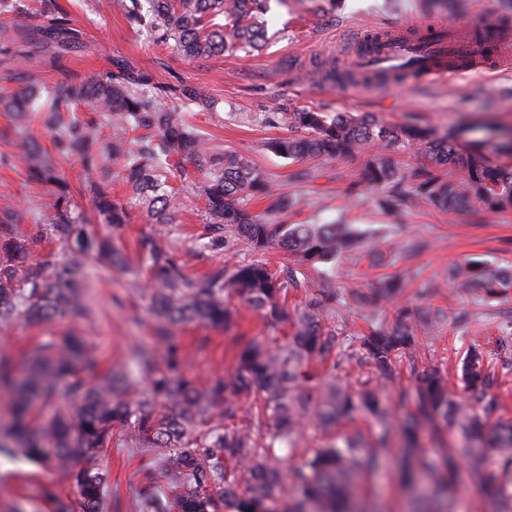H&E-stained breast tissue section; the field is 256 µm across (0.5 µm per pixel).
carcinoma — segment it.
I'll use <instances>...</instances> for the list:
<instances>
[{"label": "carcinoma", "instance_id": "cac0c4a2", "mask_svg": "<svg viewBox=\"0 0 512 512\" xmlns=\"http://www.w3.org/2000/svg\"><path fill=\"white\" fill-rule=\"evenodd\" d=\"M151 19L141 15L137 0H100L98 6L124 10L133 23L150 24L157 40L187 60L224 52L257 51L267 40L264 14L269 0H149ZM217 16L224 24L214 23ZM44 20L33 26L0 27V50L19 60L5 73L13 84L0 90V112L22 119L39 113L42 127L54 137L61 155L83 160L84 179L95 191V205L119 233L126 223L124 205L112 198V179L122 178L140 198L158 224L177 220L172 192L168 191L173 157L190 158L202 177L191 181L193 194L205 204L212 243L226 247L245 241L254 252L282 250L290 265L281 276L262 260H243L233 268L216 267L191 278L184 272L177 251L169 243L146 235L139 250L149 262L151 298L162 325L156 338L166 344L164 354L152 348L136 353L138 378L114 372L97 377L99 360L78 336L62 342H39L28 355L26 372L16 377L10 363L0 358V386L14 394V418L0 426V455L17 453L36 463H53L78 498L47 493L54 512H104L111 497L104 456L126 440L138 443L150 457L147 482L142 489V512H365L352 492L361 468L379 465L381 448H363L346 436L343 445L331 443L314 452L302 467L276 466L275 439H288L302 419L314 417L340 424L361 409L385 429L389 412L382 405V387L393 381V363L416 349L418 330L435 331L438 316L421 310L405 313L392 329L371 327L345 348L336 339L329 320L352 304L375 310L397 296L395 277L382 282L380 291L341 290L332 278L314 281L307 271L318 264L336 265L346 253L367 241L348 224H283L277 219L289 207L286 197L270 198L268 175L249 156L212 144L182 119L181 109L195 105L202 112L215 108L207 92L184 82L161 83L146 71L121 66L118 72L93 73L62 82L39 105L41 84L28 72L27 48L33 43L52 47V55L38 62L57 67L75 48L77 31L68 15L51 5ZM105 117L111 136L100 135L98 123L82 118L79 109ZM275 122L297 131L270 139L266 147L286 159H344L359 154L367 144L377 151L366 156L356 181L382 189L379 209L395 212L428 204L452 213L479 206L491 213L512 210V168L493 162L484 142L460 145L463 131L442 135L417 128L390 129L365 116L357 118L294 109L280 112ZM426 144L431 163L404 167L394 157L400 143ZM123 159L122 171L109 170L107 160ZM31 179L51 187L55 195L52 217L41 232L63 245L49 260H29V239L14 229L17 211L0 206V324H37L88 311L77 279L85 262L107 256L118 272L125 270L124 255L113 240L89 229L71 209V192L54 162L37 144L23 153H0V167L19 161ZM269 199L263 214H253L243 202L248 197ZM448 284L469 294L475 303L489 305L512 297V269L495 268L481 261L448 266ZM307 288L302 309L292 313L282 302L287 290ZM237 296L272 325L291 322L294 332L274 349L252 338L244 341L233 374L197 385L182 369L173 328L187 323L228 327L232 312L226 300ZM333 360L332 369L354 359L372 364L375 377L357 391L336 384L331 374L319 398L304 399L300 386L311 380L308 364ZM483 354L474 349L462 362L461 380L484 409L496 406L486 390ZM147 387L137 389V379ZM67 381L63 396L58 384ZM259 394L255 426L265 420L276 424L273 440L252 427L232 424L238 400ZM55 405L45 421H35V403ZM458 428L466 443L452 449L440 466L430 470L435 494L442 502L436 512H453L454 480L461 462L478 461L485 446L498 449L495 463L503 477H512V419L487 427L481 416L462 413L448 383L436 373L417 380L415 414L400 431L414 447L419 429ZM245 493H238L240 486ZM482 492L497 505L493 512H512V496L492 480H481Z\"/></svg>", "mask_w": 512, "mask_h": 512}]
</instances>
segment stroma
Returning <instances> with one entry per match:
<instances>
[{"mask_svg": "<svg viewBox=\"0 0 512 512\" xmlns=\"http://www.w3.org/2000/svg\"><path fill=\"white\" fill-rule=\"evenodd\" d=\"M74 26L83 33V46L66 54L61 66L41 67L35 74L46 88L92 72H104L125 64L151 72L157 81L183 80L204 87L215 101V109L201 112L184 108L186 123L201 130L212 142L252 157L270 178L273 191L288 195L293 205L281 219L286 224L343 223L364 231H377L375 252L360 251L344 257L338 282L344 286L371 289L382 277L404 278L399 297L382 303L377 310L353 307L336 319V331L346 337L367 331L375 324L391 328L400 307H428L444 318L436 334L421 337L413 357L396 365V377L385 389L394 428L382 433L367 413L332 429L318 421L305 423L289 442L276 443L274 452L285 468L301 465L316 448L345 435H359L367 443L386 436L387 447L380 468L360 472L356 497L370 512H407L410 495L399 482L403 462V441L399 425L413 411L414 386L425 370L440 372L455 391L464 410L481 405L464 389L460 379L462 360L471 347L488 357L493 374L491 392L497 400L488 412L489 423L512 417V335L505 324L512 320V298L476 306L447 282L453 263L482 260L500 268L512 267V211L490 215L471 207L453 213L426 205L396 214L378 209L376 192L356 184L362 157L326 162L320 159H284L264 150L265 139L282 135L272 118L286 108L316 112L370 114L391 128L418 125L439 132L465 126L473 139L489 136L491 129H512V69L494 73L467 72L441 79L400 84L356 79L344 83L329 80L332 71H349L354 48L352 37L359 31L397 29L407 18L419 17L415 0H341L339 9L326 8L325 0H288L272 4L267 28L272 39L260 51L225 53L206 59L186 60L157 41L150 27L129 24L120 9L97 11L94 0H58ZM36 141L43 152L53 155L72 191L74 209L91 229L106 232L91 193L82 184L83 165L79 158L55 154L54 138L37 120L18 127L12 142L0 141V153L13 152L18 142ZM178 218L168 236L177 250L184 271L197 277L211 269L233 267L252 258L247 244L232 251L206 247L208 217L203 203L181 191L179 178ZM111 194L123 202L127 224L118 245L127 258L125 272H114L109 262L92 258L83 279L88 286L92 312L86 317H66L46 323L0 325V357L15 372H22L26 356L42 340H63L75 333L87 348L96 351L100 375L114 368L135 371V351L153 348L157 342L155 318L142 290L149 278L148 263L138 249L142 236L158 232L155 224L121 179H113ZM16 203L19 228L32 236L31 253L42 260L61 252L60 243L38 238L35 224L49 212L53 200L49 187L30 184L22 168L0 167V201ZM419 240L428 247L412 252ZM235 320L229 328L196 324L179 331L185 372L204 385L215 377L233 373L242 339L258 338L268 346L282 344L291 326H272L248 304L230 301ZM112 485V512H140V495L146 483L148 458L135 443L111 449L105 458ZM74 495V488L59 481L50 465H39L23 457L0 456V512H53L49 492Z\"/></svg>", "mask_w": 512, "mask_h": 512, "instance_id": "35a3bbf8", "label": "stroma"}]
</instances>
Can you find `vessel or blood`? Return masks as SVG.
<instances>
[{"mask_svg":"<svg viewBox=\"0 0 512 512\" xmlns=\"http://www.w3.org/2000/svg\"><path fill=\"white\" fill-rule=\"evenodd\" d=\"M440 38L419 42L399 38L377 44L367 38V47L355 57V65L369 69H398L408 80L462 74L480 69L512 66V56L503 51V44L512 42V27L494 23L483 40L472 37L467 25L440 26Z\"/></svg>","mask_w":512,"mask_h":512,"instance_id":"obj_1","label":"vessel or blood"}]
</instances>
